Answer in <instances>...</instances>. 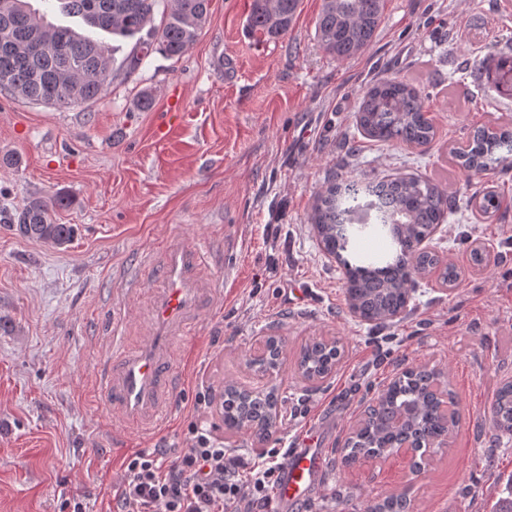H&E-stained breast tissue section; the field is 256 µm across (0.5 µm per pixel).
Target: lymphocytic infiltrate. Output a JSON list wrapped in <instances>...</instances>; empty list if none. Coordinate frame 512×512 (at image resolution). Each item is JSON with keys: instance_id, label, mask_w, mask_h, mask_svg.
<instances>
[{"instance_id": "1", "label": "lymphocytic infiltrate", "mask_w": 512, "mask_h": 512, "mask_svg": "<svg viewBox=\"0 0 512 512\" xmlns=\"http://www.w3.org/2000/svg\"><path fill=\"white\" fill-rule=\"evenodd\" d=\"M167 454L145 448L124 459L118 512H254L255 502L278 479L277 468L269 466L240 483L241 459L195 426L173 465H166Z\"/></svg>"}]
</instances>
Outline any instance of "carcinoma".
<instances>
[{
  "label": "carcinoma",
  "instance_id": "carcinoma-1",
  "mask_svg": "<svg viewBox=\"0 0 512 512\" xmlns=\"http://www.w3.org/2000/svg\"><path fill=\"white\" fill-rule=\"evenodd\" d=\"M58 7L67 17H79L94 27L122 38L133 37L153 23L159 0H42ZM300 0H251L249 31L265 40H277L292 28ZM209 13V0H171L153 39L142 41L126 56L128 71L138 70L151 53L179 59L198 39ZM48 11L34 8L29 0H0V91L34 104L69 108L103 96L112 82V53L115 47L91 36L78 34L68 25L47 18ZM383 20V0H323L316 21L321 48L338 60H346L370 46ZM481 67L497 88L512 94V57H490ZM364 136L391 145L426 147L436 129L420 89L413 83L387 77L366 91L356 115ZM453 159L471 175L512 167V127L507 123L493 129L478 127L462 145L451 151ZM377 197L370 204L400 247L394 259L352 265L343 262L344 290L353 312L363 321L382 324L402 312L410 298L415 277L442 265L441 280L452 285L460 277L454 264L442 262L425 250L405 253L404 248L422 244L455 209L454 197L440 184L421 176H395L368 186ZM359 185L330 179L326 191L317 195L311 213L325 252L338 259L347 245L345 225L359 206ZM475 210L490 219L501 206L497 190L487 187L473 197ZM58 196L50 200L31 198L17 218L8 224L14 234L54 246L69 243L75 228L57 224L52 213L66 206ZM341 349H324L309 340L301 346L297 370L307 379L336 368ZM287 356L251 358L262 372L280 371ZM381 415L360 427L345 440L339 453L350 464L365 456H387L412 432L419 435L415 448L420 468L428 453L444 443L456 424L454 394L442 375L426 368L408 369L378 396ZM255 398L224 385V434L240 433L242 420L250 413ZM492 427L512 432V381L497 390L491 410ZM406 494H390L367 507V512H410Z\"/></svg>",
  "mask_w": 512,
  "mask_h": 512
}]
</instances>
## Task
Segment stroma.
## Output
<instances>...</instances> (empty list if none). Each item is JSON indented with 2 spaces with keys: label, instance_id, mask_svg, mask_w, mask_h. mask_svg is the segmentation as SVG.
Instances as JSON below:
<instances>
[{
  "label": "stroma",
  "instance_id": "1",
  "mask_svg": "<svg viewBox=\"0 0 512 512\" xmlns=\"http://www.w3.org/2000/svg\"><path fill=\"white\" fill-rule=\"evenodd\" d=\"M248 4L210 0L208 22L180 60L155 52L132 74L122 60L148 32L111 38L112 82L101 99L60 111L0 92V155L20 159L19 168L0 166V210L14 215L31 197L59 193L71 204L55 219L76 229L56 247L0 223V512H57L65 494L84 497L87 512H113L124 457L115 451L119 420L93 382L112 348L103 318L123 299L127 273L175 235L210 247L217 296L175 347L184 384L169 423L129 436L125 448L182 446L194 423L248 463L317 437L330 458L320 486L278 512H365L401 492L414 512H492L512 494V434L489 420L497 388L512 380V170L477 178L449 155L475 128L512 120V96L479 66L512 55V0H384L372 44L344 61L317 40L322 0H301L292 30L275 41L250 35ZM387 76L424 90L437 132L430 146H391L357 128L366 89ZM334 175L446 184L458 207L424 246L460 269L454 289L420 276L397 318L355 317L342 268L309 222ZM479 184L506 197L488 220L470 201ZM358 202L345 256L381 261L394 251L387 230L367 197ZM478 246L490 257L480 270L471 263ZM273 329L289 360L267 378L245 361ZM325 335L340 340L343 357L327 384L308 391L291 359ZM418 366L441 371L455 395L447 448L417 474L399 456L344 466L337 450L368 401ZM228 381L277 388L280 427L262 443L225 438L219 394Z\"/></svg>",
  "mask_w": 512,
  "mask_h": 512
}]
</instances>
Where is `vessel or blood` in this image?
Instances as JSON below:
<instances>
[{"instance_id": "vessel-or-blood-1", "label": "vessel or blood", "mask_w": 512, "mask_h": 512, "mask_svg": "<svg viewBox=\"0 0 512 512\" xmlns=\"http://www.w3.org/2000/svg\"><path fill=\"white\" fill-rule=\"evenodd\" d=\"M211 262L206 243L176 236L165 242L159 255L145 261L149 278L132 282V293L149 294V336L132 349L121 339H113L112 351L96 373L103 405L125 428L149 433L166 422L177 392L175 344L192 333L216 294L212 279L201 275ZM326 468L325 452L315 441L291 449L274 488L275 501H302L320 483Z\"/></svg>"}]
</instances>
